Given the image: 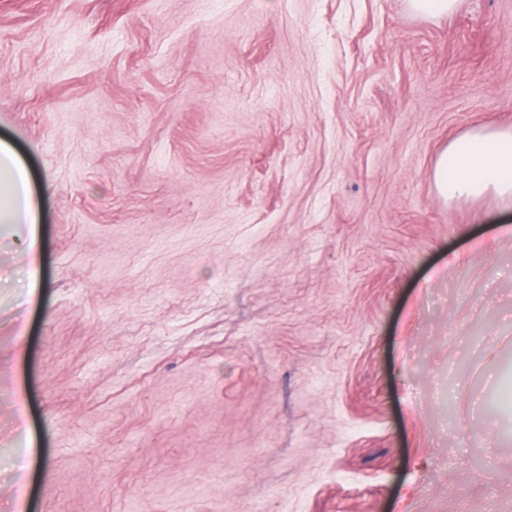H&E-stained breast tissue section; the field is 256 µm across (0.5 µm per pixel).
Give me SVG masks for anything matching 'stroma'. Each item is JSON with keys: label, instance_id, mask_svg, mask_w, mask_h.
<instances>
[{"label": "stroma", "instance_id": "stroma-1", "mask_svg": "<svg viewBox=\"0 0 512 512\" xmlns=\"http://www.w3.org/2000/svg\"><path fill=\"white\" fill-rule=\"evenodd\" d=\"M512 0H0V512H512ZM409 8L418 15H445L450 12L456 0H409ZM445 197L480 195L488 190L512 199V131L474 132L446 149L436 167ZM0 181L10 196L7 208L0 206L1 224H27L25 253L29 256L28 288H37L39 277L40 239L37 231V201L33 195L27 167L5 142H0Z\"/></svg>", "mask_w": 512, "mask_h": 512}]
</instances>
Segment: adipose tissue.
<instances>
[{
  "label": "adipose tissue",
  "instance_id": "ef3b65f1",
  "mask_svg": "<svg viewBox=\"0 0 512 512\" xmlns=\"http://www.w3.org/2000/svg\"><path fill=\"white\" fill-rule=\"evenodd\" d=\"M0 181L6 184L10 196L8 206H0V223L27 227V278L29 288L33 289L39 277L37 201L27 167L11 146L2 141ZM436 184L439 192L448 197L479 195L492 190L511 200L512 131L474 132L457 139L438 160Z\"/></svg>",
  "mask_w": 512,
  "mask_h": 512
}]
</instances>
